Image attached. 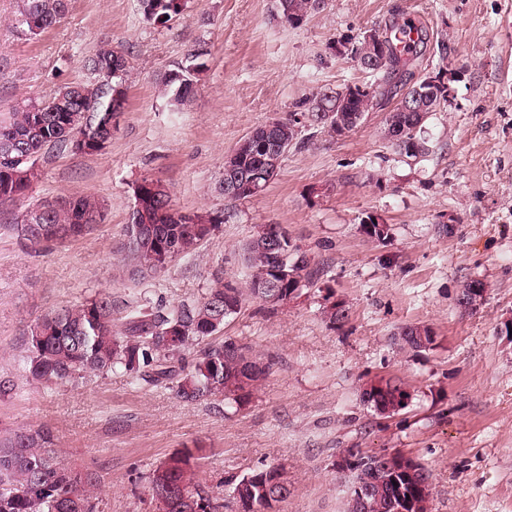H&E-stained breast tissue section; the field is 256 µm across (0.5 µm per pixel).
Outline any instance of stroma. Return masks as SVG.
I'll return each mask as SVG.
<instances>
[{
    "label": "stroma",
    "instance_id": "stroma-1",
    "mask_svg": "<svg viewBox=\"0 0 512 512\" xmlns=\"http://www.w3.org/2000/svg\"><path fill=\"white\" fill-rule=\"evenodd\" d=\"M17 11V0H0V115L92 82L84 62L103 41L130 72L107 148L46 147L39 180L0 202V433L48 429L66 463L98 476L99 512H155L148 476L186 447L198 452L200 480L224 494L235 477L279 468L291 489L279 512H345L333 462L346 448L423 464L431 512H512V338L500 332L512 315V0H323L298 26L276 0H187L164 25L138 0H68L61 22L37 36L17 28ZM395 20L428 33L426 53L409 64L413 81L443 66L453 89L423 128L429 154L407 159L386 138L392 95L350 133H316L262 194L226 207L225 156L299 99L376 83L335 46ZM196 49L206 66L192 99L173 108L159 79ZM144 177L161 180L182 212L229 215L195 256L139 282L121 266ZM60 195L102 198L105 221L82 238L29 247L15 224ZM369 217L390 225L387 240L362 233ZM259 224L282 225L320 275L287 303L253 299L226 319L222 337L271 364L238 407L184 402L120 373L50 388L31 379L24 359L38 319L103 290L122 322L146 299L171 307L199 297L216 270L244 281L242 248ZM473 279L489 291L466 313L457 298ZM334 301L349 311L344 324L324 315ZM413 324L433 328V349L396 347L397 331ZM381 378L412 394L390 417L359 399L362 384Z\"/></svg>",
    "mask_w": 512,
    "mask_h": 512
}]
</instances>
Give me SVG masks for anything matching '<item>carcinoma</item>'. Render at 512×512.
Segmentation results:
<instances>
[{
  "mask_svg": "<svg viewBox=\"0 0 512 512\" xmlns=\"http://www.w3.org/2000/svg\"><path fill=\"white\" fill-rule=\"evenodd\" d=\"M145 17L160 24L179 14L181 0H139ZM283 21L298 26L316 11L318 0H277ZM67 10V0H21L18 22L31 36H37L58 23ZM416 33L408 50L401 54L391 38L382 37L386 63L378 68L367 63L363 70L386 77L395 75L400 85H407L410 72L405 69L408 57L426 44L423 28L408 24ZM85 67L99 77L96 83H75L61 88L55 96L41 102L21 103L9 122L0 121V198L23 195L38 180V160L49 145L74 146L73 137L82 132L87 122L96 127L94 152L106 148L112 136L104 127V114L110 106L101 71L118 78L127 72L129 60L109 44L101 45L85 60ZM205 67L203 53L190 54L189 64L165 72L159 83L161 94L174 106L184 104L193 91V77ZM373 89L359 92L344 100L334 95L317 93L296 102V110L286 119L277 120L279 150L270 154L260 151L264 127L254 136L244 137L234 153L244 161L265 159L274 173H279L283 157L304 147L310 138L302 132L315 129L330 135L354 130L373 107ZM448 102L444 97L431 102L426 112H389L386 120L399 126L396 136L389 138L399 155L422 158L429 148L420 133L427 114L436 112ZM63 204L45 209L41 202L27 209L16 230L30 246L74 240L85 236L105 218L102 200L93 195L62 196ZM190 230L185 223L164 219L153 224V231L137 233L138 209H132L125 226L124 269L128 277L146 279L165 273L175 262L186 258L210 240L224 224V212L197 210L192 212ZM244 256L251 274L244 282H224L223 272L216 271L213 285L201 296L184 300L167 308L145 302L137 306L125 322L112 318L115 309L112 294L101 292L87 297L74 307L54 310L31 329L25 363L32 378L53 385L77 378L98 377L121 372L136 383L164 385L183 401L245 399L265 378L270 364L263 363L252 347L233 338L215 343L209 337L224 328V321L252 299L277 305L288 300V289L277 279H267L270 257L267 250L249 239ZM285 264L298 272L301 288L316 281L311 259L300 249L286 244ZM197 347L192 361H186L185 350ZM378 454L358 458L349 476V487L362 483L371 489L369 512H392L390 502L398 490L414 496L415 482L400 474L392 475L376 463ZM197 460L190 448L172 454L150 475L149 491L165 480L171 488L170 512H183L181 507L191 499L207 502L209 512H223L224 500L207 488L197 475ZM278 472L276 468L253 470L232 483V492L252 489L250 512H272L268 496L278 495L275 502L288 499L284 486L265 488L264 477ZM98 481L68 466L55 448L52 434L44 428H19L0 439V512H98Z\"/></svg>",
  "mask_w": 512,
  "mask_h": 512,
  "instance_id": "1",
  "label": "carcinoma"
}]
</instances>
